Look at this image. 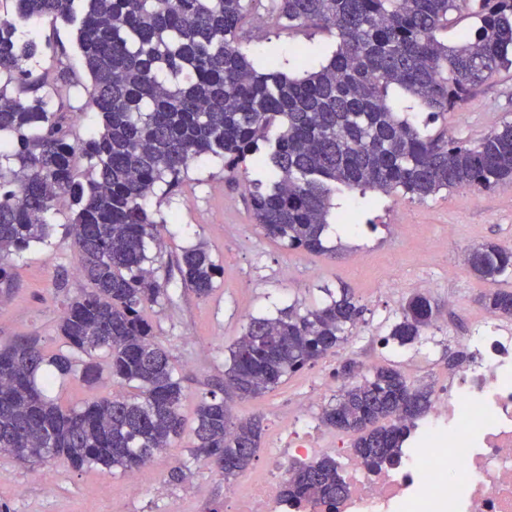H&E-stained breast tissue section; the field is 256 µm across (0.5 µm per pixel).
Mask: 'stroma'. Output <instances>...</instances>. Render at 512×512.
<instances>
[{"instance_id":"stroma-1","label":"stroma","mask_w":512,"mask_h":512,"mask_svg":"<svg viewBox=\"0 0 512 512\" xmlns=\"http://www.w3.org/2000/svg\"><path fill=\"white\" fill-rule=\"evenodd\" d=\"M39 38L62 44L64 52L37 55L33 68L41 72L61 62L79 68L67 27L42 22ZM239 41L257 65H265L269 48L289 59L300 47L315 68L326 60L336 38L317 29L276 31L248 23ZM511 121L512 66L499 69L445 119L449 136L468 143ZM262 176L254 170L249 179ZM249 179L228 182L220 160L201 159L191 164L175 193L165 194L159 187L149 200L156 219L166 222L157 266L159 277L169 278L170 284L167 299L147 306L144 316L184 377L183 414L193 417L200 396L223 381L229 349L249 317L290 304L322 306L329 288L350 289L364 309L357 327L335 352L289 376L273 392L234 403L235 416L263 417L261 447L247 470L256 476L265 471L268 448L284 431L283 410L319 426L323 407L345 383L337 374L344 364H352L360 376L391 366L413 386L434 390L456 373L448 357L459 352L458 337L484 314L480 298L494 288L469 271L464 254L489 241L512 247V183L489 191L451 188L423 201L379 192L336 193V212L355 213L353 232L338 237L326 230L328 251L317 254L288 249L264 235L250 210ZM200 242L224 269L204 300L184 286L177 270L182 251ZM10 264L16 286L0 303V345L35 336L47 350H57L61 342L55 326L64 305L86 286L76 272L78 255L71 239L57 234L48 244L13 255ZM416 294L438 304L437 321L413 345L393 352L386 343L389 331ZM183 465L188 468L186 479L171 481V471ZM150 467L151 479L133 495L125 474L77 472L62 461L29 467L0 455V504L10 512H225L226 500L241 483L195 461L184 440L167 448Z\"/></svg>"}]
</instances>
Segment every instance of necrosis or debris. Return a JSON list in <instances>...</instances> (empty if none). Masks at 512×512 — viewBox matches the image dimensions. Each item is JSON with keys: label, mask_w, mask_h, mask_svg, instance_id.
<instances>
[{"label": "necrosis or debris", "mask_w": 512, "mask_h": 512, "mask_svg": "<svg viewBox=\"0 0 512 512\" xmlns=\"http://www.w3.org/2000/svg\"><path fill=\"white\" fill-rule=\"evenodd\" d=\"M462 344L467 364L442 385L395 462L365 464L344 449L346 489L336 505H295L281 491L326 445L309 424L279 445L265 474L243 482L232 512H512V328L485 317Z\"/></svg>", "instance_id": "1"}]
</instances>
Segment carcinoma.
Segmentation results:
<instances>
[{
    "label": "carcinoma",
    "instance_id": "cac0c4a2",
    "mask_svg": "<svg viewBox=\"0 0 512 512\" xmlns=\"http://www.w3.org/2000/svg\"><path fill=\"white\" fill-rule=\"evenodd\" d=\"M0 18V301L13 288L9 256L55 232L49 213L69 200L65 232L89 287L70 297L56 330L66 351L47 355L20 336L0 348V454L75 471L131 474L173 441L224 479L245 471L260 448L263 422L233 421L226 398L263 396L315 364L344 340L363 308L346 288L323 307L293 305L252 316L230 348L224 387L201 397L193 426L181 413L183 377L153 341L145 305L166 296L150 250L161 251L164 226L148 209L155 186L181 183L204 157L224 163L237 181L252 168L250 207L264 234L293 250L326 253L331 196L343 190L425 200L442 190H490L512 180V123L471 144L445 129L421 130L396 109L399 90L437 121L465 103L500 68L512 65V0H270L279 28L336 34L326 63L299 75L277 59L258 69L241 48L243 0H10ZM471 28L449 44L437 37L453 15ZM75 26L90 84L87 107L99 126L82 136L66 110L77 75L61 63L38 73L28 62L58 45L37 42L42 21ZM88 170L79 179L77 159ZM466 263L482 280L512 276V248L471 247ZM179 272L206 299L223 268L200 243L181 256ZM488 312L512 318V291L481 297ZM435 321L430 298L414 295L389 336L412 344ZM52 366L88 386L103 372L129 392L65 406L47 395ZM432 393L392 367L343 386L322 409L328 428L352 435L353 454L369 465L394 461ZM388 424L382 425L380 421ZM343 469L323 456L286 482V501L339 499Z\"/></svg>",
    "mask_w": 512,
    "mask_h": 512
}]
</instances>
